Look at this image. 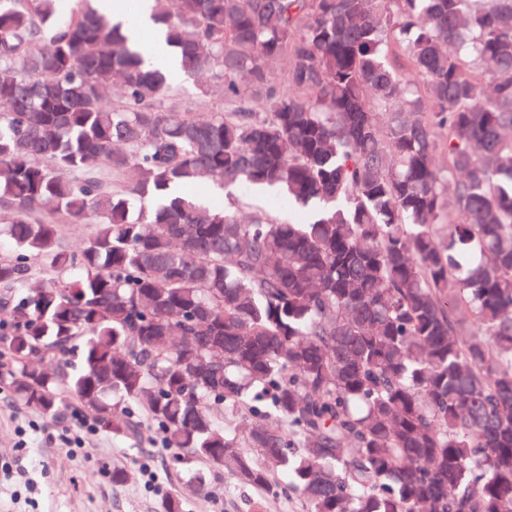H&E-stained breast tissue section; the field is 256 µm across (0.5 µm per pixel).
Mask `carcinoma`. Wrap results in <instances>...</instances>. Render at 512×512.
I'll list each match as a JSON object with an SVG mask.
<instances>
[{
  "label": "carcinoma",
  "mask_w": 512,
  "mask_h": 512,
  "mask_svg": "<svg viewBox=\"0 0 512 512\" xmlns=\"http://www.w3.org/2000/svg\"><path fill=\"white\" fill-rule=\"evenodd\" d=\"M63 2L0 0V382L309 512H512V0H155L207 120ZM212 175L307 219L160 201Z\"/></svg>",
  "instance_id": "1"
}]
</instances>
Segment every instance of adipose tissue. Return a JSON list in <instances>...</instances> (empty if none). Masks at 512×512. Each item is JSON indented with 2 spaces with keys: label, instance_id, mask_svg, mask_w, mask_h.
I'll return each instance as SVG.
<instances>
[{
  "label": "adipose tissue",
  "instance_id": "1",
  "mask_svg": "<svg viewBox=\"0 0 512 512\" xmlns=\"http://www.w3.org/2000/svg\"><path fill=\"white\" fill-rule=\"evenodd\" d=\"M102 11L111 14L113 21L122 25V31L130 43H147L148 53L145 62L150 66L165 67L171 76H179L178 53L175 48L166 44L151 14L153 0H137L135 16H128L122 6L111 4L110 0H102Z\"/></svg>",
  "mask_w": 512,
  "mask_h": 512
}]
</instances>
